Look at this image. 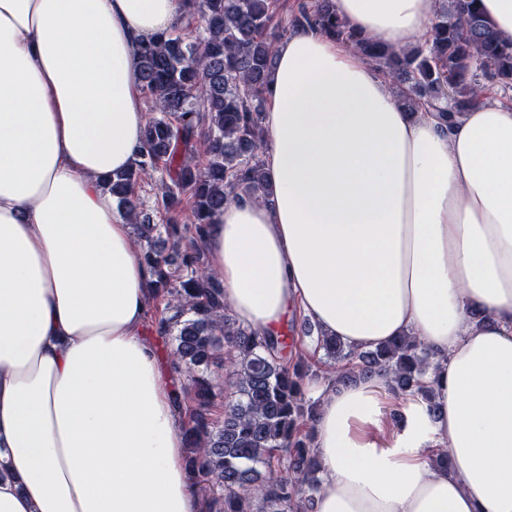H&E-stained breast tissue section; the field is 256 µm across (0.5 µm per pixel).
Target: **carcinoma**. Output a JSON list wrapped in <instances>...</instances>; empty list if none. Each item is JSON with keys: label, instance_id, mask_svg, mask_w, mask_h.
<instances>
[{"label": "carcinoma", "instance_id": "cac0c4a2", "mask_svg": "<svg viewBox=\"0 0 512 512\" xmlns=\"http://www.w3.org/2000/svg\"><path fill=\"white\" fill-rule=\"evenodd\" d=\"M183 2L180 23L188 27L199 18L203 33L194 39L162 33L137 46L151 115L137 160L105 186L147 244L143 260L156 275L152 299L167 300V313L151 322L169 337V365L187 380L185 463L206 512H312L319 465L311 423L319 401L307 387L318 375L299 349L301 339L231 322L223 287L202 262L204 227L224 205L239 193L268 196L263 114L281 37L279 0ZM288 28L319 29L350 44L392 82L409 112H438L446 121L477 102L486 84L512 88V42L501 39L478 0H441L428 38L411 50L356 34L333 0H295ZM154 175L164 224L151 222L138 205L141 182ZM317 345L336 363L325 376L330 388L379 375L396 397L430 401L423 382L430 353L415 336L370 350L324 335ZM217 359L236 372L221 422L210 417L219 388L210 366Z\"/></svg>", "mask_w": 512, "mask_h": 512}]
</instances>
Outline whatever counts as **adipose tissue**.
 <instances>
[{"instance_id":"ef3b65f1","label":"adipose tissue","mask_w":512,"mask_h":512,"mask_svg":"<svg viewBox=\"0 0 512 512\" xmlns=\"http://www.w3.org/2000/svg\"><path fill=\"white\" fill-rule=\"evenodd\" d=\"M335 3L397 49L438 8ZM182 12L0 0V512H204L177 375L145 333L152 274L103 187L142 144L134 48ZM269 90L270 200L238 195L204 236L226 302L275 336L301 315L353 349L415 336L431 353L432 400L406 403L391 444L385 379L310 384L314 512H512V106L487 89L444 124L405 112L309 29L277 43Z\"/></svg>"}]
</instances>
